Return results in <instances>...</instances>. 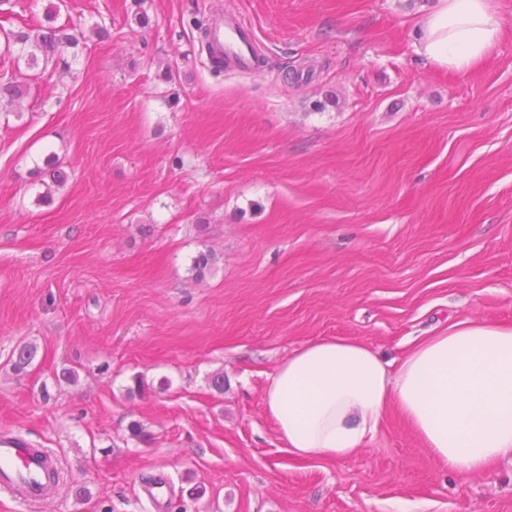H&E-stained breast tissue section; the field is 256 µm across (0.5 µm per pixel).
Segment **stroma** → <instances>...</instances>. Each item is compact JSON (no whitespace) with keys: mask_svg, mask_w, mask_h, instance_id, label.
<instances>
[{"mask_svg":"<svg viewBox=\"0 0 512 512\" xmlns=\"http://www.w3.org/2000/svg\"><path fill=\"white\" fill-rule=\"evenodd\" d=\"M431 5L7 4L9 27L52 9L87 36L71 73L30 71L21 117L0 114V438L47 449L60 479L0 512H156L152 476L165 512H512L511 461L449 472L397 407L355 455L306 463L265 412L309 341L392 359L464 320L512 325V0L467 73L416 54ZM222 11L251 24L262 72L203 51ZM50 155L68 179L41 204Z\"/></svg>","mask_w":512,"mask_h":512,"instance_id":"obj_1","label":"stroma"}]
</instances>
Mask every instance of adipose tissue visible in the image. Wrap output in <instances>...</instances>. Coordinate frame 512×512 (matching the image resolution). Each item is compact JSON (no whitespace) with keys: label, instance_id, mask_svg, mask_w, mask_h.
I'll return each instance as SVG.
<instances>
[{"label":"adipose tissue","instance_id":"obj_1","mask_svg":"<svg viewBox=\"0 0 512 512\" xmlns=\"http://www.w3.org/2000/svg\"><path fill=\"white\" fill-rule=\"evenodd\" d=\"M504 29L493 0H436L416 53L442 70L478 68ZM397 406L449 471L512 457V326L462 321L414 341L396 360L343 336L310 341L271 376L265 411L290 458L344 459Z\"/></svg>","mask_w":512,"mask_h":512}]
</instances>
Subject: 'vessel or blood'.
<instances>
[{
	"mask_svg": "<svg viewBox=\"0 0 512 512\" xmlns=\"http://www.w3.org/2000/svg\"><path fill=\"white\" fill-rule=\"evenodd\" d=\"M210 36L218 56L232 60L240 70L261 72L253 30L244 18L236 16L218 22L211 28ZM0 493L22 502H36L51 495L37 449L19 440L0 441Z\"/></svg>",
	"mask_w": 512,
	"mask_h": 512,
	"instance_id": "obj_1",
	"label": "vessel or blood"
}]
</instances>
